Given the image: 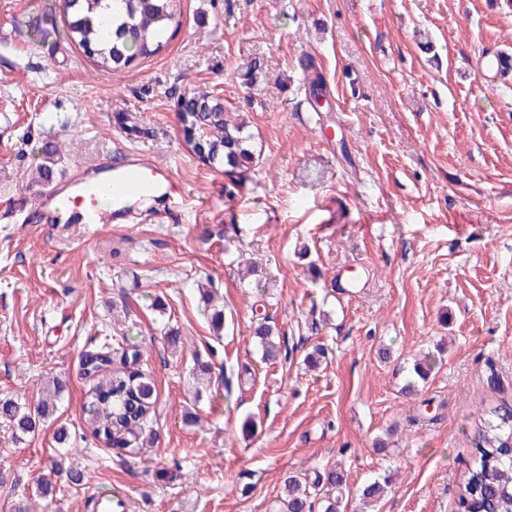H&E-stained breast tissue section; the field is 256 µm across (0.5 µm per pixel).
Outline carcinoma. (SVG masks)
I'll return each instance as SVG.
<instances>
[{
  "label": "carcinoma",
  "mask_w": 512,
  "mask_h": 512,
  "mask_svg": "<svg viewBox=\"0 0 512 512\" xmlns=\"http://www.w3.org/2000/svg\"><path fill=\"white\" fill-rule=\"evenodd\" d=\"M63 36L79 48L105 75L128 68L133 62L160 53L170 39L169 30L179 23L181 0H62ZM185 124L196 131L201 143L188 141L202 167H224V172L239 182L259 164L258 150L250 122L241 114L224 109L221 96L204 89H193L179 102ZM55 142L42 147L41 174L53 179ZM263 355L276 358L281 343L273 328L261 322L255 330ZM122 368H110L112 352H86L81 357L83 375L96 378L85 404V431L105 444L142 452L155 442L149 426L154 387L142 370L130 367L140 361L136 350H124L119 357ZM52 399L42 400L30 412L6 400L0 414L6 416L15 436L34 431L36 421L49 416ZM475 432L470 465L459 483L456 512H512V405L483 411ZM345 479L342 472L328 469L315 474L313 481L297 474L284 481L286 512H344ZM384 483L374 480L360 493L367 505L378 501Z\"/></svg>",
  "instance_id": "carcinoma-1"
}]
</instances>
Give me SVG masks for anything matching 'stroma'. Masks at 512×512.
Wrapping results in <instances>:
<instances>
[{
	"mask_svg": "<svg viewBox=\"0 0 512 512\" xmlns=\"http://www.w3.org/2000/svg\"><path fill=\"white\" fill-rule=\"evenodd\" d=\"M47 2L0 0V399L63 391L22 439L0 417V512H88L101 491L130 512H283L284 478L330 464L353 503L387 477L375 512H454L482 411L512 404V77L475 66L512 49V0H183L168 45L109 76L61 23L29 38ZM312 61L327 112L305 92ZM196 85L251 122L261 160L241 184L183 141ZM52 136L55 178L135 149L172 188L126 224L43 223L20 205L57 210L36 174ZM106 343L138 347L155 386L148 453L84 429L81 356ZM266 318H263V322L255 330V337L258 339L259 346L261 347L263 355L266 358H276L281 354V343L280 340H275V334L273 328L266 323Z\"/></svg>",
	"mask_w": 512,
	"mask_h": 512,
	"instance_id": "obj_1",
	"label": "stroma"
}]
</instances>
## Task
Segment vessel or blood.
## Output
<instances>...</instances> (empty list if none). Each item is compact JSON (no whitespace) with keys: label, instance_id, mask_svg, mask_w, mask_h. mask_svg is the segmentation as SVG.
Instances as JSON below:
<instances>
[{"label":"vessel or blood","instance_id":"obj_1","mask_svg":"<svg viewBox=\"0 0 512 512\" xmlns=\"http://www.w3.org/2000/svg\"><path fill=\"white\" fill-rule=\"evenodd\" d=\"M172 182L170 169L155 164L144 156L131 152L125 161L116 164L112 171V208L102 210L96 195L95 178H85L75 184L68 200L79 210L80 223L87 225L109 224L127 216L126 205L131 191L166 194ZM129 502L126 495L112 493L95 494L88 499L89 512H127Z\"/></svg>","mask_w":512,"mask_h":512}]
</instances>
